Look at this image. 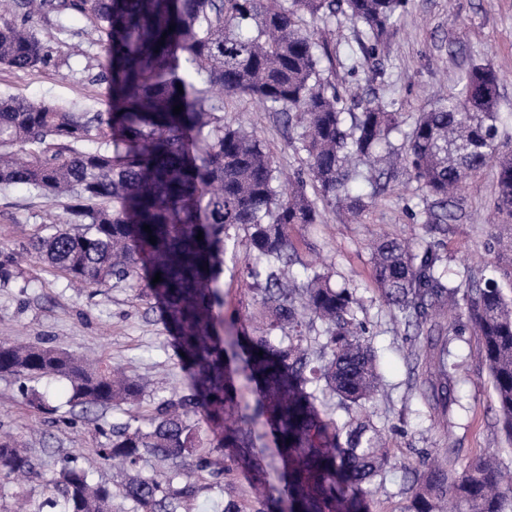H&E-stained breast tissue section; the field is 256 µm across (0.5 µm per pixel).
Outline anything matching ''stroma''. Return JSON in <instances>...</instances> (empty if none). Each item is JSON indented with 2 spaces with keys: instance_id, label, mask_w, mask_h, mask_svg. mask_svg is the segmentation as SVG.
Wrapping results in <instances>:
<instances>
[{
  "instance_id": "obj_1",
  "label": "stroma",
  "mask_w": 512,
  "mask_h": 512,
  "mask_svg": "<svg viewBox=\"0 0 512 512\" xmlns=\"http://www.w3.org/2000/svg\"><path fill=\"white\" fill-rule=\"evenodd\" d=\"M39 28L62 58V66L35 71L0 67V94L46 99L79 111L105 110L107 87L92 82L105 62L103 40L77 16L62 25L48 16ZM314 29L332 53L325 71L328 80L353 98L397 109L408 126L420 112L456 92L461 75L472 64L490 63L501 77L503 134L512 143V0H408L373 58L364 56L359 47L361 25L345 14L316 23ZM224 121L250 125L269 147L278 168L290 174L300 170V157L289 144L287 129L257 100L228 101ZM494 189L495 170L489 167L461 191L451 208L454 220L428 224L411 211L434 207L435 199L404 175L368 202L356 221H346L342 211L323 203L318 223L296 224L289 230L299 251L294 273L321 264L331 271L333 282L350 288L358 300L357 318L367 327L377 351L382 382L361 415L386 434L391 463L367 498L369 512H401L411 471L451 448L458 449L461 462L492 452L512 469V444L498 421L491 379L473 359L475 337L461 336L451 345L469 362L468 376L458 387L461 404L451 424H443L433 410L412 400L411 334L400 313L383 303L377 291L370 249L381 234L401 239L416 251L440 242L451 268L490 270L492 258L485 244L491 232ZM62 213V203L29 188L0 186V338L91 353L103 364L120 365L151 384L140 404L96 410L95 424L80 419L68 429L42 414L23 393L19 380L0 376V436H12L38 461L35 473L26 478L0 481V512H15L22 496L42 500L47 480L65 456L77 457L96 480L120 483L122 468L95 453L102 440L99 427L142 418L162 395L185 390L188 384L161 310L143 283L133 279L80 289L43 264L16 263V255L27 250L30 238L45 234L47 225ZM252 260L245 230L232 229L224 252V307L218 315L246 326L255 309L244 274Z\"/></svg>"
}]
</instances>
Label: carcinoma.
<instances>
[{"label": "carcinoma", "instance_id": "cac0c4a2", "mask_svg": "<svg viewBox=\"0 0 512 512\" xmlns=\"http://www.w3.org/2000/svg\"><path fill=\"white\" fill-rule=\"evenodd\" d=\"M18 21L0 17V66L18 71L59 67L38 20L79 16L105 39L108 85L104 112H75L56 102L0 97V185H23L48 198L70 199L62 222L36 236L44 265L86 286L138 279L162 307L190 393L159 400L142 424L100 429L96 449L119 463L123 482L93 481L76 459L59 461L47 481V503L62 512H189L202 488L229 496L224 512H365L368 487L390 464L382 432L351 418L338 427L318 407V392L349 412L379 387L371 337L357 320L356 299L311 268L291 273L294 224H316L318 202L344 204L357 217L353 185L385 190L400 170L437 198L430 224L448 222L454 193L495 162L493 208L512 220V148L500 139L501 78L489 64L471 65L456 96L419 114L404 132V153L390 148L401 113L374 102L347 106L323 78V44L307 30L341 11L362 23L369 56L406 0H13ZM183 91H178L177 85ZM246 96L281 116L307 176L285 181L257 135L224 123V100ZM181 105V113H173ZM387 147L386 169L371 162ZM314 187L310 195L308 187ZM150 226L151 232L144 231ZM243 226L258 263L254 281L262 335L215 318L224 306V238ZM203 235V240L196 239ZM155 243H150V239ZM486 248L498 278L480 282L469 268L453 270L444 245L416 252L394 237L373 254L383 301L412 329L415 394L445 419L459 404L465 371L448 340L465 325L494 388L502 429L512 441V236L494 233ZM161 281L152 283L156 273ZM318 331L317 348L305 345ZM244 356L243 380L258 392L250 420L273 437L282 492L267 495L266 465L247 431L231 421L238 389L226 375L229 356ZM0 374L37 383L68 381L69 403L83 415L137 404L148 382L120 368L90 364L41 344L0 340ZM204 416L219 447H200L194 417ZM251 475L255 496L234 499L230 468ZM192 462L184 470L185 459ZM453 450L413 475L403 512H512V479L491 456L463 472ZM35 469L27 452L0 439V476Z\"/></svg>", "mask_w": 512, "mask_h": 512}]
</instances>
